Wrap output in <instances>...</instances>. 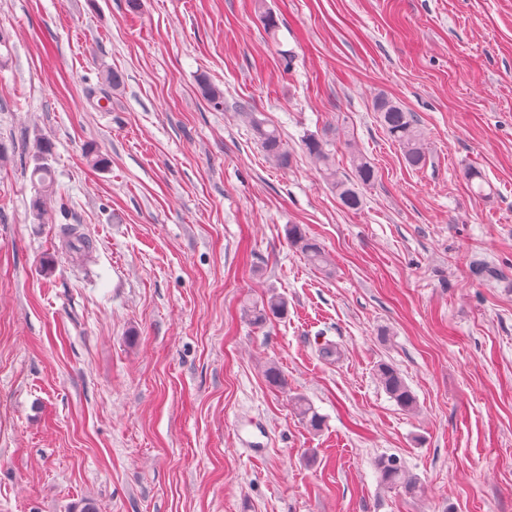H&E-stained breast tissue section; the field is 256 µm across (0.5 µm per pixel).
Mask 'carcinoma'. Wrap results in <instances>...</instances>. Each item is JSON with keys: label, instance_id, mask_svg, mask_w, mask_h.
<instances>
[{"label": "carcinoma", "instance_id": "1", "mask_svg": "<svg viewBox=\"0 0 512 512\" xmlns=\"http://www.w3.org/2000/svg\"><path fill=\"white\" fill-rule=\"evenodd\" d=\"M200 92L214 107H224V93L214 85L204 81ZM374 109L379 114V121L388 139L396 144L402 152L405 163L412 168H420L426 162L424 147V131L418 115L401 104L394 102L384 95L376 98ZM250 126L254 137L259 142L266 156L277 166L286 168L291 163V154L283 143L278 129L267 127V124L249 113ZM304 147L315 163L323 180L334 190L340 203L350 211H357L364 203L363 190L372 185L377 179L374 165L355 147H350V161L354 170L351 179L343 176L336 168L333 153L326 149L327 142L323 138L310 134L304 140ZM52 145L48 141L40 143L34 156V167L31 180L35 184V196L32 199L33 216L40 220L47 212L48 201L54 194V177L47 163ZM63 237L67 239L71 253L85 256L92 251V241L81 232L76 224H68L62 229ZM288 242L296 248L307 263L326 273L330 272L331 261L321 244L299 224H290L287 228ZM287 311L286 299L270 293L260 302L248 309L250 322L262 326L273 318H279ZM376 375L382 388L404 411L413 412L417 409L416 396L407 385L400 373L387 363L376 367ZM264 377L269 386L284 390L287 381L281 369L271 364L264 370ZM291 403L297 415L307 428L319 431L324 419L307 399L301 396L291 398ZM376 468L382 485L389 489H398L407 495L416 496L422 492L419 478L410 473L395 456H383L378 459Z\"/></svg>", "mask_w": 512, "mask_h": 512}]
</instances>
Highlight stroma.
<instances>
[{
	"label": "stroma",
	"instance_id": "35a3bbf8",
	"mask_svg": "<svg viewBox=\"0 0 512 512\" xmlns=\"http://www.w3.org/2000/svg\"><path fill=\"white\" fill-rule=\"evenodd\" d=\"M0 29V512H512V0H0ZM380 94L419 116L423 167L385 136ZM310 134L341 172L352 142L375 164L361 210L322 179ZM41 140L58 202L38 220ZM270 291L288 311L254 326L243 307ZM382 362L416 411L381 387ZM389 455L420 497L381 484ZM250 117V126L254 137L259 142L266 156L276 163L277 166L285 168L291 163V154L283 143L278 129L267 127V124L255 116L254 112H246ZM63 237L67 239L72 254L84 257L92 251V241L81 232L77 224H68L62 229ZM288 242L296 248L305 261L326 273H330L331 261L321 244L299 224H290L287 228ZM376 375L382 388L402 410L413 412L417 409L416 396L393 366L387 363L378 364ZM291 403L297 415L304 422L307 428L312 431H320L324 424L322 415L307 399L301 396L291 398Z\"/></svg>",
	"mask_w": 512,
	"mask_h": 512
}]
</instances>
